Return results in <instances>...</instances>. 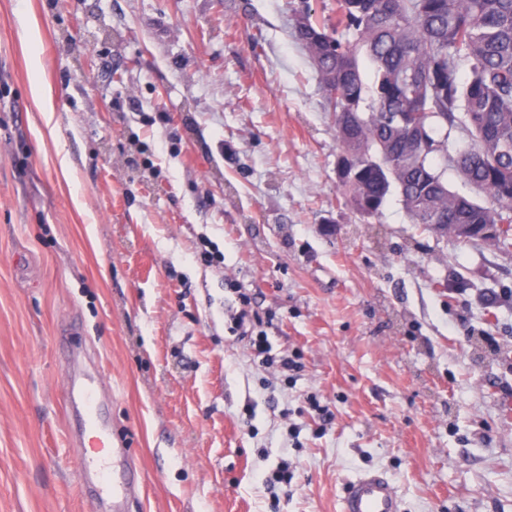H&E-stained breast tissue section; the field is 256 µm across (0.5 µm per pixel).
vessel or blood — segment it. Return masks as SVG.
<instances>
[{"mask_svg":"<svg viewBox=\"0 0 512 512\" xmlns=\"http://www.w3.org/2000/svg\"><path fill=\"white\" fill-rule=\"evenodd\" d=\"M72 403L80 405L88 414L84 428L90 435L96 455L86 457L78 470L85 484L94 486L102 494L121 498L127 487L135 485L138 476L134 471L117 472L125 449L116 447L109 430L100 420L96 406V384L89 381L71 392ZM340 512H402V501L391 478L380 471L364 472L351 481L342 497Z\"/></svg>","mask_w":512,"mask_h":512,"instance_id":"1","label":"vessel or blood"}]
</instances>
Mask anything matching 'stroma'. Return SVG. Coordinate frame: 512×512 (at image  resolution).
<instances>
[{"label":"stroma","instance_id":"1","mask_svg":"<svg viewBox=\"0 0 512 512\" xmlns=\"http://www.w3.org/2000/svg\"><path fill=\"white\" fill-rule=\"evenodd\" d=\"M298 2L0 0V512H112L76 345L124 512H512V253L346 202ZM96 381H88L71 392V402L80 405L89 415L82 433V439L92 435L91 443L97 453L86 457L79 467L80 479L87 485L98 488L102 494L112 496V501L123 496L124 490L138 481V475L131 470L120 473L118 462L126 454L127 448L116 447L111 440L109 429L100 420V411L96 406ZM112 469V483L109 470ZM402 501L391 478L380 471L364 472L351 481L340 512H402Z\"/></svg>","mask_w":512,"mask_h":512}]
</instances>
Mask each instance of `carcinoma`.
Masks as SVG:
<instances>
[{
	"instance_id": "carcinoma-1",
	"label": "carcinoma",
	"mask_w": 512,
	"mask_h": 512,
	"mask_svg": "<svg viewBox=\"0 0 512 512\" xmlns=\"http://www.w3.org/2000/svg\"><path fill=\"white\" fill-rule=\"evenodd\" d=\"M342 146L344 194L364 217L398 196L412 223L512 250V0H336L294 12ZM469 138L459 149L451 133ZM468 192L448 186L440 163ZM497 226L484 242L482 225Z\"/></svg>"
}]
</instances>
